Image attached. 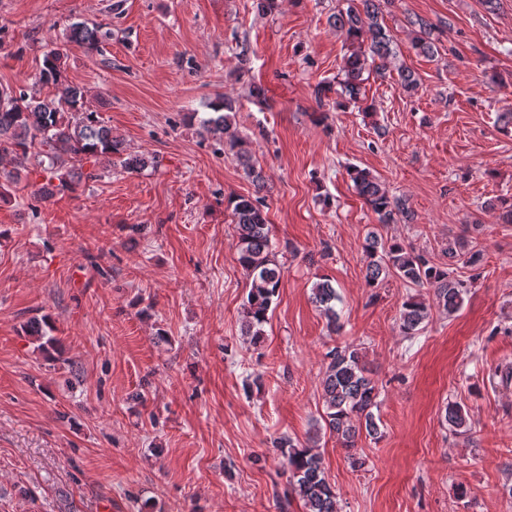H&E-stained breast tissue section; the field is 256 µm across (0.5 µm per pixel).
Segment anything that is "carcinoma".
I'll list each match as a JSON object with an SVG mask.
<instances>
[{
  "instance_id": "obj_1",
  "label": "carcinoma",
  "mask_w": 512,
  "mask_h": 512,
  "mask_svg": "<svg viewBox=\"0 0 512 512\" xmlns=\"http://www.w3.org/2000/svg\"><path fill=\"white\" fill-rule=\"evenodd\" d=\"M362 8L350 6L333 16V25L344 31L349 41L341 94L358 100L364 82L363 74L375 62L394 56L392 37L380 24L381 0H359ZM414 49L429 57L434 54L431 24L422 18L410 19ZM112 36L85 21L69 26V41L89 50H99L101 40ZM65 54L58 49L44 53L35 84L50 86L53 94L41 96L26 88H0V153L11 156V170L0 169V201L11 198L21 173L38 171L44 183L40 194L50 198L71 191L85 179L95 180L99 171L112 166L116 157L126 170H142L155 163L143 156H124V141L104 125L98 113L87 106L85 88L68 82L64 77ZM212 115L203 119L210 133L224 135L228 127L233 101L219 96L209 103ZM237 158L248 169L253 181H260L250 165L246 143L232 144ZM351 179L359 195L378 215L383 224L397 222V216L409 218L402 203L391 198L379 179L365 169L354 168ZM234 230L237 238L238 262L250 278L242 316V335L257 343L264 335L268 312L281 285V267L275 261L269 224L260 208V201L239 196L232 201ZM369 258L366 283L373 287L388 277H396L411 288L429 287L434 290L438 306L448 313L456 312L467 293V283L453 277L447 267L435 266L397 239H383L370 233L364 246ZM448 256L466 266L480 261V253L466 249L463 242L448 245ZM339 297L327 278L312 288V302L325 318L327 328H339L340 314L336 310ZM430 308L416 295H409L402 304L401 328L407 336H415L424 328ZM322 388L324 421L336 441L349 450L357 439L366 435L373 440L382 436L380 417L374 413L379 388L369 377L363 354L357 348H335L329 354ZM445 420L456 432L467 431L465 410L457 403L445 410ZM285 465L289 472L291 493L299 497L306 512H337L336 490L325 475L322 459L309 445L296 444L288 437L279 438Z\"/></svg>"
}]
</instances>
